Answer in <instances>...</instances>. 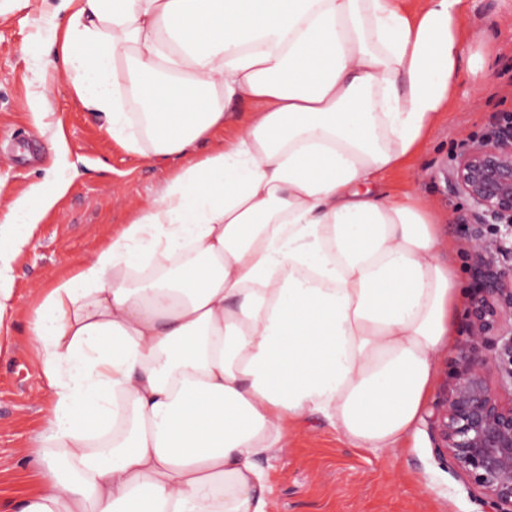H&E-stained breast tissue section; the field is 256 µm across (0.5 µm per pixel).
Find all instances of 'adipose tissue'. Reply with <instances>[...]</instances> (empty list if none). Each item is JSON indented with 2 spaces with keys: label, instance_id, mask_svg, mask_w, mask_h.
<instances>
[{
  "label": "adipose tissue",
  "instance_id": "1",
  "mask_svg": "<svg viewBox=\"0 0 512 512\" xmlns=\"http://www.w3.org/2000/svg\"><path fill=\"white\" fill-rule=\"evenodd\" d=\"M64 2L72 95L168 173L35 293L53 408L9 512H267L265 464L315 415L400 449L460 296L429 202L381 180L460 105L467 0ZM240 101L257 112L194 159ZM53 203L32 189L0 224V331Z\"/></svg>",
  "mask_w": 512,
  "mask_h": 512
}]
</instances>
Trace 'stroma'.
<instances>
[{
	"label": "stroma",
	"instance_id": "35a3bbf8",
	"mask_svg": "<svg viewBox=\"0 0 512 512\" xmlns=\"http://www.w3.org/2000/svg\"><path fill=\"white\" fill-rule=\"evenodd\" d=\"M61 0H0V220L31 188L54 193L60 167L77 173L10 264L13 303L26 308L35 289L71 274L152 196L164 174L105 132L96 112L71 94L65 75L47 92L50 111L37 112L39 74L57 61L45 29L64 27ZM459 28L466 38L460 108L445 113L410 172L384 180L398 191L416 173L417 189L449 219L447 237L471 264L464 229L468 209L450 195L444 173L470 140L500 112L512 113V0H470ZM52 407L28 336V319L12 323L0 351V502L29 494L39 473L17 466L35 452ZM268 512H484L477 493L435 454L429 420L421 418L403 449L356 448L319 417L298 424L285 459L268 469Z\"/></svg>",
	"mask_w": 512,
	"mask_h": 512
}]
</instances>
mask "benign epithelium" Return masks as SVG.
<instances>
[{
    "instance_id": "obj_1",
    "label": "benign epithelium",
    "mask_w": 512,
    "mask_h": 512,
    "mask_svg": "<svg viewBox=\"0 0 512 512\" xmlns=\"http://www.w3.org/2000/svg\"><path fill=\"white\" fill-rule=\"evenodd\" d=\"M446 181L468 204L473 265L467 344L430 430L438 458L478 491L486 512H512V113L467 145Z\"/></svg>"
}]
</instances>
